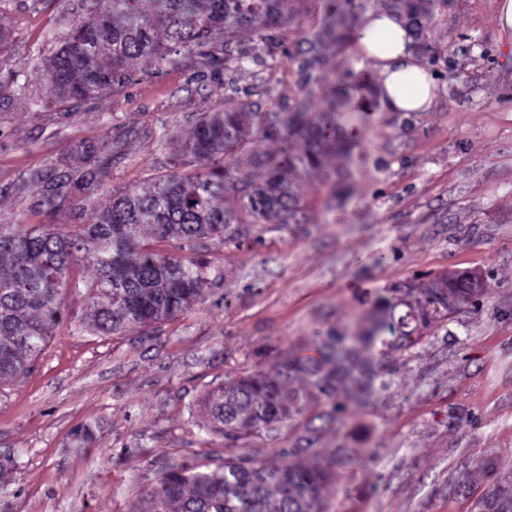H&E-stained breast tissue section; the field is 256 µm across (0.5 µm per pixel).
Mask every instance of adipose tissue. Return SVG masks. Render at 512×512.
I'll use <instances>...</instances> for the list:
<instances>
[{"instance_id": "obj_1", "label": "adipose tissue", "mask_w": 512, "mask_h": 512, "mask_svg": "<svg viewBox=\"0 0 512 512\" xmlns=\"http://www.w3.org/2000/svg\"><path fill=\"white\" fill-rule=\"evenodd\" d=\"M361 58L375 62L381 97L393 112L428 111L434 97L432 76L408 50L409 32L398 16L373 13L353 38Z\"/></svg>"}]
</instances>
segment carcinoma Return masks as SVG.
I'll use <instances>...</instances> for the list:
<instances>
[{
	"label": "carcinoma",
	"instance_id": "cac0c4a2",
	"mask_svg": "<svg viewBox=\"0 0 512 512\" xmlns=\"http://www.w3.org/2000/svg\"><path fill=\"white\" fill-rule=\"evenodd\" d=\"M317 28L302 34L298 80L292 101L246 120L245 105L228 97L220 111L202 112L180 164L168 162L166 174L146 189L112 192V203L92 224H76L62 234L56 218L77 217L93 204L112 167L122 158V139L86 141L80 151L89 165L65 168L47 159L14 183V195L31 199L27 211L48 218L46 224L21 219L0 222V380L26 371L43 349L66 310L70 277L78 263H89L94 277L86 282L92 311L90 332L120 335L132 326L149 327L189 310L201 300L206 266L198 258L200 241L234 240L229 224H303L307 220L296 179L301 171L326 170L348 155L354 121L347 90L318 112L310 109L312 90L335 75L329 46L345 45L352 36L346 18L369 0H323ZM433 0H381L385 11L407 20L419 52L422 21ZM288 0H153L149 12L139 0H94L85 21L71 24L43 70L49 99L57 103L100 98L125 85L156 75L182 62L188 53L215 72L229 62L242 63L249 53L237 31L257 32L288 22ZM257 138L277 144L256 157L245 153ZM300 142L303 148L294 149ZM232 192L241 213L215 204ZM165 241L171 253L153 251L144 240ZM483 286L462 272L452 280L435 278L421 288L394 289L390 312L375 334L391 335L392 350H407L448 319V294L458 304H475ZM407 311L395 315L398 307ZM345 336H328L317 356L285 352L268 368L241 376L207 393L204 405L212 429L235 442L248 435L279 431L305 414L307 395L290 387L305 378L308 392L333 404L343 381L362 383L361 367ZM316 461L311 463L309 458ZM348 456L319 455L316 448L285 449L277 460L226 456L208 463L165 465L156 485L133 505L132 512H329L326 485L350 464ZM512 497V474L494 478L479 502L492 493Z\"/></svg>",
	"mask_w": 512,
	"mask_h": 512
}]
</instances>
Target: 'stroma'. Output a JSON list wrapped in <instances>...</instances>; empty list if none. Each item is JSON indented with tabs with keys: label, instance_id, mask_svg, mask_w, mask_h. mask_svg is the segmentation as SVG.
Instances as JSON below:
<instances>
[{
	"label": "stroma",
	"instance_id": "1",
	"mask_svg": "<svg viewBox=\"0 0 512 512\" xmlns=\"http://www.w3.org/2000/svg\"><path fill=\"white\" fill-rule=\"evenodd\" d=\"M89 0H0V220L25 205L9 186L45 158L74 166L78 144L133 130L106 188L84 211L92 223L114 189L144 186L161 159L180 158L199 113L235 96L266 112L296 89L289 57L315 26L321 0H290L287 25L239 42L259 61L214 73L191 61L112 96L60 105L37 67ZM417 56L435 77L425 112L388 111L372 61L337 50V80L361 77L372 100L349 161L299 174L306 224H241L235 241H204L202 300L178 317L120 335L88 332L71 273L64 320L30 368L0 381V512H131L169 461L222 458L223 436L203 405L215 386L269 366L290 349L313 353L328 334L363 336L388 288L477 270L487 295L458 308L406 351L358 345L390 373L342 399L343 426L307 417L236 446L256 459L285 448H343L352 462L325 490L333 512H476L494 476L512 473V32L494 0H436ZM25 93H17V84ZM173 139L161 141L163 131ZM88 427L92 442L77 439Z\"/></svg>",
	"mask_w": 512,
	"mask_h": 512
}]
</instances>
